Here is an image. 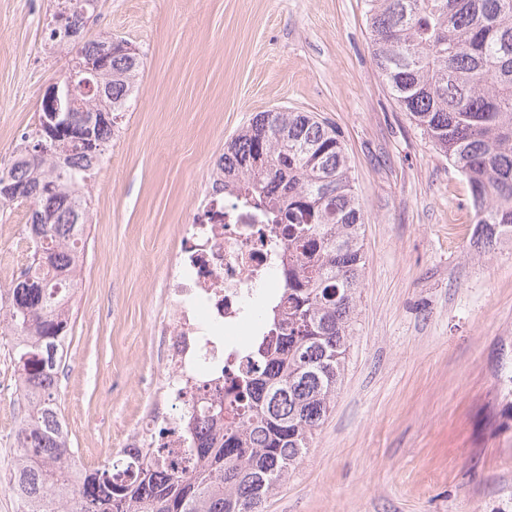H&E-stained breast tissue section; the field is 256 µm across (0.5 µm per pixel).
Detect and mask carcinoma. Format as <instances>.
I'll use <instances>...</instances> for the list:
<instances>
[{
  "label": "carcinoma",
  "mask_w": 512,
  "mask_h": 512,
  "mask_svg": "<svg viewBox=\"0 0 512 512\" xmlns=\"http://www.w3.org/2000/svg\"><path fill=\"white\" fill-rule=\"evenodd\" d=\"M374 64L394 100L470 189L476 245L512 240V0H366ZM53 54L75 41L48 26ZM99 63L85 110L21 135L0 182L29 204L28 277L9 287L7 331L19 388L39 404L19 424L24 455L10 462L27 512H262L312 447L339 389L363 285L365 218L336 130L310 112L257 113L213 165L224 197L252 208L284 244L280 294L267 331L224 395L190 428L191 462L124 452L77 469L51 372L68 333L84 251L89 185L121 130L143 52L121 37L80 43Z\"/></svg>",
  "instance_id": "carcinoma-1"
}]
</instances>
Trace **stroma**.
Listing matches in <instances>:
<instances>
[{
    "mask_svg": "<svg viewBox=\"0 0 512 512\" xmlns=\"http://www.w3.org/2000/svg\"><path fill=\"white\" fill-rule=\"evenodd\" d=\"M54 0H0V158L32 130L65 61ZM87 33L145 53L92 189L60 383L84 468L119 451L160 372L165 278L226 142L255 113L338 132L365 214L364 288L345 377L312 448L265 512H512V244L479 253L469 187L392 98L365 0H100ZM27 205L0 210V288L30 263ZM93 418L90 426L82 418Z\"/></svg>",
    "mask_w": 512,
    "mask_h": 512,
    "instance_id": "stroma-1",
    "label": "stroma"
}]
</instances>
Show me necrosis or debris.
I'll return each instance as SVG.
<instances>
[{"instance_id": "obj_1", "label": "necrosis or debris", "mask_w": 512, "mask_h": 512, "mask_svg": "<svg viewBox=\"0 0 512 512\" xmlns=\"http://www.w3.org/2000/svg\"><path fill=\"white\" fill-rule=\"evenodd\" d=\"M208 206L223 220L200 219L182 230V261L166 283L167 313L157 328L161 373L149 414L121 441L135 454L150 448L186 453L185 421L201 417L204 392L224 387V373L245 354L258 303L276 285L284 247L250 211L221 194Z\"/></svg>"}]
</instances>
